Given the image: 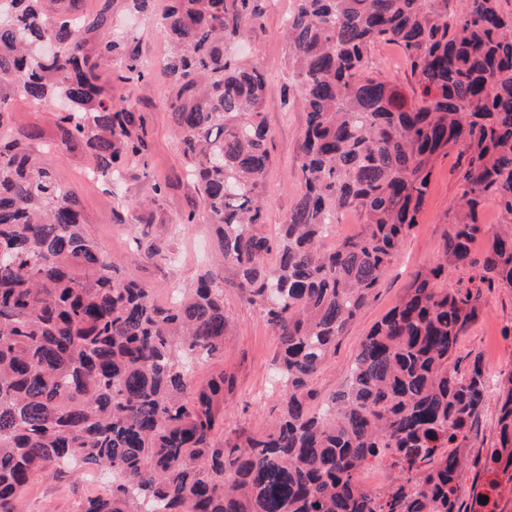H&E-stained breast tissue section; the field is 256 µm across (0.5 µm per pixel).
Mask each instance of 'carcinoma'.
Returning a JSON list of instances; mask_svg holds the SVG:
<instances>
[{
  "label": "carcinoma",
  "instance_id": "carcinoma-1",
  "mask_svg": "<svg viewBox=\"0 0 512 512\" xmlns=\"http://www.w3.org/2000/svg\"><path fill=\"white\" fill-rule=\"evenodd\" d=\"M295 0L284 35L306 112L301 195L264 231L271 164L262 74L229 51L259 23L257 0H168L161 75L201 214L220 259L189 296L165 307L116 276L87 233L78 201L38 162L31 135L0 139V512H22L38 479L81 470L112 480L76 512H460L465 432L482 411L487 369L451 364L479 316V296L440 288L487 240L481 278L512 288V11L502 0ZM0 0V128L11 101L60 98V143L84 144L93 172L120 173L145 148L137 105L99 81L145 77L136 38L105 35L153 0ZM380 42L404 52L417 88L369 70ZM466 157L442 257L361 344L348 383L318 413L313 375L367 305L419 223L435 161ZM499 223L482 220L488 202ZM357 211L362 231L325 246L323 227ZM276 252V267L266 257ZM279 337L282 414L260 436L219 441L235 377L192 382V363L223 356L224 265ZM497 442L483 469L512 479V370L501 380ZM383 459L386 491L357 480Z\"/></svg>",
  "mask_w": 512,
  "mask_h": 512
}]
</instances>
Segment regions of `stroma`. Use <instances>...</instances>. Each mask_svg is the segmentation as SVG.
Wrapping results in <instances>:
<instances>
[{"label": "stroma", "instance_id": "stroma-1", "mask_svg": "<svg viewBox=\"0 0 512 512\" xmlns=\"http://www.w3.org/2000/svg\"><path fill=\"white\" fill-rule=\"evenodd\" d=\"M260 5L263 18L246 31L242 55L257 66L266 82L263 116L269 130L271 166L263 187L264 230L273 237L301 192L296 171L305 114L297 100L298 86L283 36V24L294 0H260ZM117 30L137 38L144 61H152L167 50L165 38L149 18H121ZM370 68L401 87L411 84L404 54L396 45L375 46L370 54ZM119 92L136 102L144 115L147 150L142 160L127 164L117 179L90 177L87 155L80 145L60 147L55 103L16 100L13 124L35 133L34 144L43 162L66 181L82 209L89 235L109 263L153 288L158 303L167 306L171 303V292L193 288L208 269L215 248V228L181 221L182 216L200 211L202 203L186 175L172 121L164 106L166 87L156 79L121 85ZM464 163V157L454 151L437 159L419 224L403 240L367 306L314 375L311 387L317 398L313 407H320L322 399L345 384L365 336L407 292L416 274L439 257L448 234V214L456 209L461 195L460 172ZM157 182L166 185L158 196L152 190ZM140 200L144 201V208L132 210V203ZM154 247L159 248V255H151ZM480 274L479 267L465 266L448 279L450 287L476 290L481 296L482 314L461 336L456 358L463 369L473 355H481L489 373L497 375L512 370V288L487 285ZM223 277L224 311L231 323L224 355L197 367L195 375L201 379L222 369L236 377L235 392L224 404L221 436L226 439L265 431L271 419L282 411L284 389L271 376L277 336L248 294L237 288L234 270L225 268ZM497 417V400L488 397L479 418L466 432V473L475 479L476 485L460 490L462 512H471L475 490L484 489L489 482L482 474L481 462L496 442ZM101 485L100 475L89 473L78 474L67 488L57 487L50 480L40 481L26 492L25 512H75L78 495Z\"/></svg>", "mask_w": 512, "mask_h": 512}]
</instances>
